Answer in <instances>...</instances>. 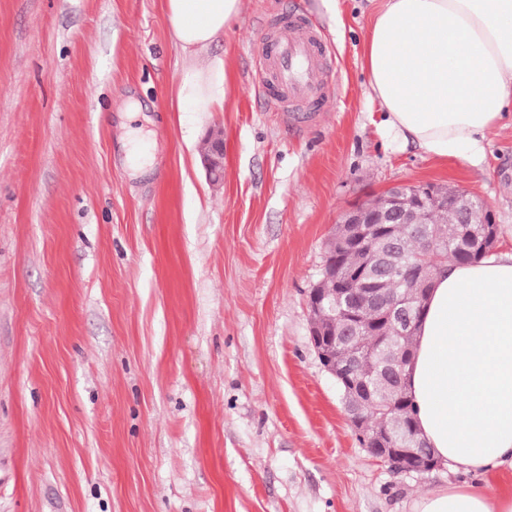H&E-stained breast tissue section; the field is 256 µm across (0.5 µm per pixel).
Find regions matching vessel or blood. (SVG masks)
Masks as SVG:
<instances>
[{"mask_svg": "<svg viewBox=\"0 0 512 512\" xmlns=\"http://www.w3.org/2000/svg\"><path fill=\"white\" fill-rule=\"evenodd\" d=\"M330 53L308 17L293 13L280 20L260 50L262 91L289 111H323Z\"/></svg>", "mask_w": 512, "mask_h": 512, "instance_id": "1", "label": "vessel or blood"}]
</instances>
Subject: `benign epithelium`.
<instances>
[{"mask_svg":"<svg viewBox=\"0 0 512 512\" xmlns=\"http://www.w3.org/2000/svg\"><path fill=\"white\" fill-rule=\"evenodd\" d=\"M203 163L210 181L224 180V138L220 131L213 132L207 139L203 153ZM388 207L383 211L372 210L362 202L346 211L340 222V232L344 234L341 249L362 248L367 243L384 245L382 267L392 261L398 251V243L388 232L391 224H422L428 209L434 205L448 203V199L437 193V187L429 184L418 186H398L386 191ZM427 281L412 298H397L383 293L376 282L362 273L351 271L341 282L345 307L341 314L344 324L327 333L310 324V336L324 368L343 387L344 408L349 422L354 428L360 443L375 458L388 465H396L405 473H423L440 467L434 452L428 446L415 425L404 430L385 429L374 434L366 428L368 410L377 404L385 403L381 393L372 388L361 373L359 357L348 360L342 367L336 365V341L345 344L353 342L357 327L353 320L354 305L370 304L393 327L396 335L402 336L413 330L418 323L420 311L430 291ZM310 314L325 320L336 319V303L325 301L318 285H313L308 296ZM411 356L399 354L381 365L380 371L396 384L402 383L405 367Z\"/></svg>","mask_w":512,"mask_h":512,"instance_id":"obj_1","label":"benign epithelium"}]
</instances>
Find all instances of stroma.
<instances>
[{
  "instance_id": "35a3bbf8",
  "label": "stroma",
  "mask_w": 512,
  "mask_h": 512,
  "mask_svg": "<svg viewBox=\"0 0 512 512\" xmlns=\"http://www.w3.org/2000/svg\"><path fill=\"white\" fill-rule=\"evenodd\" d=\"M200 53L223 109L181 112L164 0H0V512H415L512 468L397 474L361 446L310 340L344 211L397 185L476 197L512 250V119L474 168L392 142L371 0H242ZM296 11L333 50L327 111L269 109L256 56ZM140 103L153 171L132 176ZM224 135V180L202 148Z\"/></svg>"
}]
</instances>
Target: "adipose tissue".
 <instances>
[{
    "instance_id": "obj_1",
    "label": "adipose tissue",
    "mask_w": 512,
    "mask_h": 512,
    "mask_svg": "<svg viewBox=\"0 0 512 512\" xmlns=\"http://www.w3.org/2000/svg\"><path fill=\"white\" fill-rule=\"evenodd\" d=\"M242 0H166L186 55L178 109L223 108V57L198 53L239 20ZM379 124L432 159L485 160L491 129L512 112V0H378L363 45ZM418 428L453 469L512 465V251L448 266L434 280L408 367ZM417 512H512V488L490 496L453 485Z\"/></svg>"
}]
</instances>
